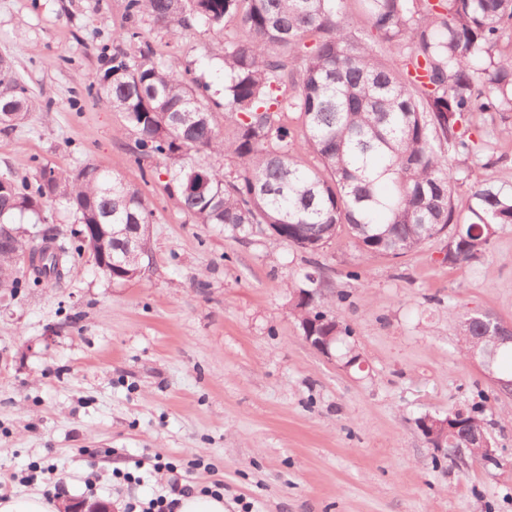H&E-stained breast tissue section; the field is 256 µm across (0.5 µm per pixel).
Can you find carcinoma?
<instances>
[{
	"label": "carcinoma",
	"mask_w": 512,
	"mask_h": 512,
	"mask_svg": "<svg viewBox=\"0 0 512 512\" xmlns=\"http://www.w3.org/2000/svg\"><path fill=\"white\" fill-rule=\"evenodd\" d=\"M343 0H125L127 33L137 50L112 47V81L102 93L136 134L140 160L169 161L166 188L196 224H219L234 234H269L314 252L346 232L366 257L398 258L447 236L446 260L468 264L483 256L498 232L512 224V185L482 170L459 171L455 158L485 154L472 139L468 116L512 112V51L496 47L512 36V0H360L368 33L342 10ZM231 19L238 34L220 43L224 89L178 60L156 56L142 40V24L173 38L203 27L221 32ZM299 66H293V63ZM35 100L13 65L0 58V129L24 125ZM233 118L231 135L217 111ZM298 114L301 137L282 115ZM312 152L320 165L309 166ZM219 154L237 161L226 174L202 160ZM468 187L466 215L458 190ZM63 207L80 225L73 243L43 216ZM28 214L42 225L27 247L15 227ZM154 210L147 197L108 167L72 170L48 164L30 179L0 175V288L19 287L15 251L38 262L23 270L33 285L56 286L75 255L94 247L88 231L112 232L107 252L115 284L140 275L148 259ZM453 230H448V227ZM140 247L126 252L127 236ZM313 289L298 292L303 333L348 336L350 326L316 301L322 277L305 274ZM506 330L490 313L467 318L464 356L490 345L488 327ZM512 345L496 350L502 378L512 370ZM480 415L448 412V455L473 452L483 434Z\"/></svg>",
	"instance_id": "cac0c4a2"
}]
</instances>
